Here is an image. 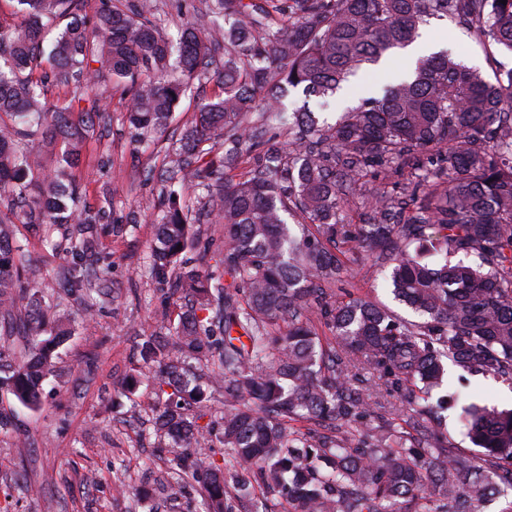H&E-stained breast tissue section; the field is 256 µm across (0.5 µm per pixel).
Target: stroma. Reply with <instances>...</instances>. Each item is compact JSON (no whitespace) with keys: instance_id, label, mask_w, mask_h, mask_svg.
Returning <instances> with one entry per match:
<instances>
[{"instance_id":"stroma-1","label":"stroma","mask_w":512,"mask_h":512,"mask_svg":"<svg viewBox=\"0 0 512 512\" xmlns=\"http://www.w3.org/2000/svg\"><path fill=\"white\" fill-rule=\"evenodd\" d=\"M431 38L487 80L512 68V55L486 50L467 26L450 15L425 21ZM213 74L194 79L165 134L150 144L135 141L126 123L128 98L106 81L92 97L104 123L83 150L74 173L79 201L90 213H104L95 226L89 257L108 267L112 293L66 295L60 274L71 263L66 250L69 226L51 236L13 224L27 240L29 278L54 303L53 316L67 317L70 334L57 349L53 376L44 384L38 409L30 410L0 389V413L10 418L0 429V512H201L200 486L190 476L175 477L170 455L154 433L159 393L142 375L133 393L124 379L138 366V331L154 313L169 307L166 286L150 271V244L166 208L163 180L200 100L221 94ZM385 264L371 257L351 263L347 290L386 305L404 319L412 312L394 299ZM445 392L500 409L512 408V382L471 374L448 365Z\"/></svg>"}]
</instances>
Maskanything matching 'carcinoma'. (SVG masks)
Wrapping results in <instances>:
<instances>
[{"instance_id":"cac0c4a2","label":"carcinoma","mask_w":512,"mask_h":512,"mask_svg":"<svg viewBox=\"0 0 512 512\" xmlns=\"http://www.w3.org/2000/svg\"><path fill=\"white\" fill-rule=\"evenodd\" d=\"M210 15L177 39L157 29L152 0H17L19 29H0V198L26 208L29 224L72 226L70 252L92 248L82 235L92 215L78 206L73 170L85 141L104 118L100 105L50 104L46 84L86 90L103 77L123 85L126 119L144 135L172 123L190 81L224 45L223 92L197 107L182 150L197 163L196 218L222 225L216 276L197 267L169 269L199 243L189 206L169 189L151 245L152 273L172 298L195 306L168 336L143 331L140 356L158 387L171 388L158 408L155 435L171 463L188 469L203 491L204 512H476L475 502L512 488V409L462 407L477 465L436 434L433 393L443 361L512 380V69L491 83L448 52L419 61L380 97L359 98L333 123L308 104L285 114L283 95L336 98L350 78L384 54L414 42L424 19L455 16L486 46L512 54V0H210ZM233 18L230 30L218 23ZM51 73L33 74L43 59ZM101 67H93V63ZM300 134L283 149L268 141L255 167L224 180L216 147L228 136L252 140L241 116L255 103ZM62 139L54 165L41 166L34 130ZM408 171L403 191L384 181ZM366 223H336L343 196L367 176ZM0 210V335L19 336L29 355L0 370L24 407H38L62 333L22 280L25 245ZM388 263L395 296L420 321L405 323L381 305L336 286L348 255ZM462 253L477 263L429 264L423 253ZM230 283H224V276ZM92 272L65 274L73 293L90 289ZM392 388L418 393L424 405L378 425L367 422L373 396ZM224 390L221 428L184 416ZM339 430L317 439L291 423ZM369 441L362 443L359 434ZM224 446L220 467L202 452Z\"/></svg>"}]
</instances>
